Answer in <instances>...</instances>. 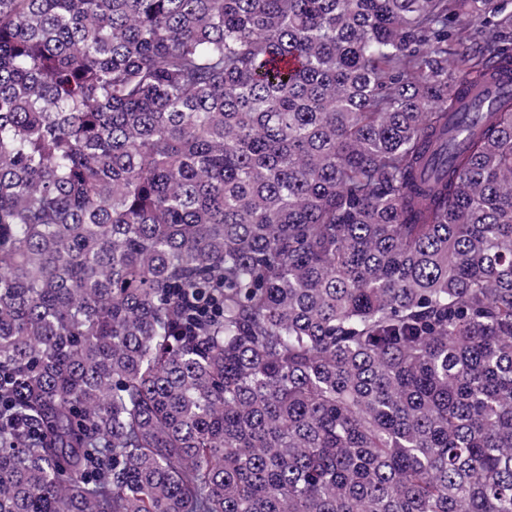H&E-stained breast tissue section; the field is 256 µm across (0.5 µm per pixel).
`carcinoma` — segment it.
I'll return each instance as SVG.
<instances>
[{
  "label": "carcinoma",
  "instance_id": "carcinoma-1",
  "mask_svg": "<svg viewBox=\"0 0 512 512\" xmlns=\"http://www.w3.org/2000/svg\"><path fill=\"white\" fill-rule=\"evenodd\" d=\"M508 0H0V512H512Z\"/></svg>",
  "mask_w": 512,
  "mask_h": 512
}]
</instances>
